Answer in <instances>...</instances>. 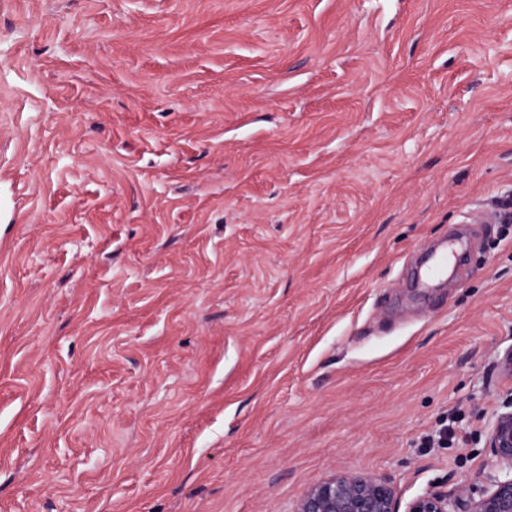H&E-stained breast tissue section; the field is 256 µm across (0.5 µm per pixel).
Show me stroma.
Wrapping results in <instances>:
<instances>
[{
    "label": "stroma",
    "instance_id": "obj_1",
    "mask_svg": "<svg viewBox=\"0 0 512 512\" xmlns=\"http://www.w3.org/2000/svg\"><path fill=\"white\" fill-rule=\"evenodd\" d=\"M510 202L512 0H0V512H466ZM293 512H398L390 483L375 475L336 474L312 484ZM456 500L448 494L425 492L407 503L405 512H456Z\"/></svg>",
    "mask_w": 512,
    "mask_h": 512
}]
</instances>
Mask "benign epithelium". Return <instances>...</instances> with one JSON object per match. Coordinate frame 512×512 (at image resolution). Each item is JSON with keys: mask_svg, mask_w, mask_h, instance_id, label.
Here are the masks:
<instances>
[{"mask_svg": "<svg viewBox=\"0 0 512 512\" xmlns=\"http://www.w3.org/2000/svg\"><path fill=\"white\" fill-rule=\"evenodd\" d=\"M495 414L487 436L497 462L509 470L492 478L478 496L469 497V512H512V399ZM456 500L439 492H425L407 503L405 512H456ZM294 512H398L390 483L375 475L336 474L312 484Z\"/></svg>", "mask_w": 512, "mask_h": 512, "instance_id": "7a95c632", "label": "benign epithelium"}]
</instances>
